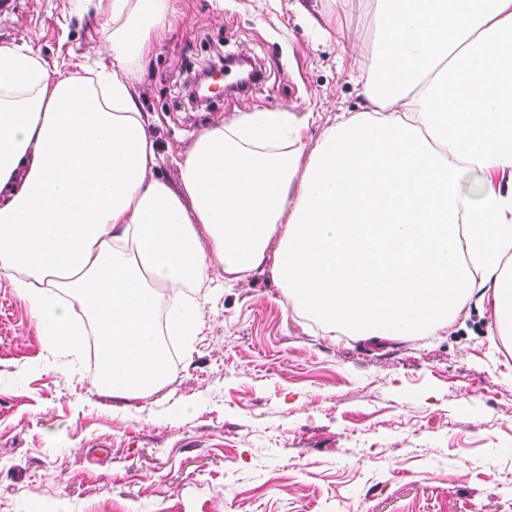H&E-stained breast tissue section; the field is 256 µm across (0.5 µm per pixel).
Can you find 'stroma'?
<instances>
[{"label":"stroma","mask_w":512,"mask_h":512,"mask_svg":"<svg viewBox=\"0 0 512 512\" xmlns=\"http://www.w3.org/2000/svg\"><path fill=\"white\" fill-rule=\"evenodd\" d=\"M139 69L158 172L205 129L253 112H310L313 151L365 99L375 0H169ZM112 29L93 0H18L0 44L39 52L51 78L100 59ZM246 53L243 95L184 108V59ZM193 288L198 331L176 337L161 385L120 397L93 384L88 344L49 351L0 275V512H512V346L491 310L447 330L328 335L261 266Z\"/></svg>","instance_id":"obj_1"}]
</instances>
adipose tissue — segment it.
<instances>
[{
    "mask_svg": "<svg viewBox=\"0 0 512 512\" xmlns=\"http://www.w3.org/2000/svg\"><path fill=\"white\" fill-rule=\"evenodd\" d=\"M365 106L311 156L313 114L254 112L203 131L157 174L137 71L167 0H106L95 76L50 78L0 46V274L51 345L91 314L98 383L114 395L167 374L169 332L193 335L182 295L213 268L270 265L288 304L364 339L448 328L470 302L512 313V0H376Z\"/></svg>",
    "mask_w": 512,
    "mask_h": 512,
    "instance_id": "adipose-tissue-1",
    "label": "adipose tissue"
}]
</instances>
